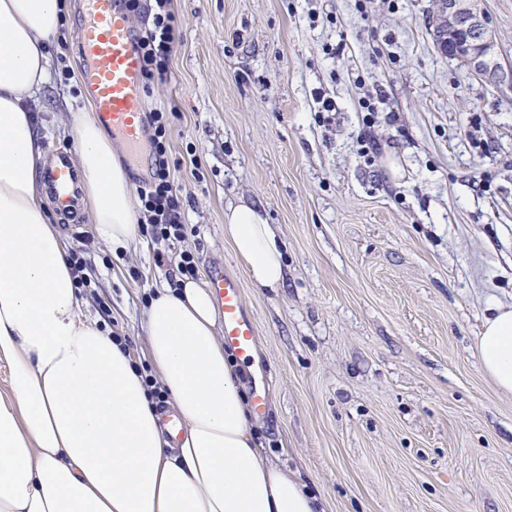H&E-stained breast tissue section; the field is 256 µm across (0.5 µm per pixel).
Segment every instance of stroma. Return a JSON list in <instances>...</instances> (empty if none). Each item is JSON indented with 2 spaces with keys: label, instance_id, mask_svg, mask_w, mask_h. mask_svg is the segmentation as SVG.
Masks as SVG:
<instances>
[{
  "label": "stroma",
  "instance_id": "35a3bbf8",
  "mask_svg": "<svg viewBox=\"0 0 512 512\" xmlns=\"http://www.w3.org/2000/svg\"><path fill=\"white\" fill-rule=\"evenodd\" d=\"M62 3L38 118L43 149L72 154L71 115L90 104L79 0ZM482 6L512 64V0ZM431 9L172 0L167 78L143 96V110L178 114L166 147L191 229L180 247L198 280L214 264L235 274L256 322L242 384L267 366L265 453L326 512H512V395L477 350L490 303H512V95L435 48ZM367 141L381 157L363 156ZM242 202L283 248L282 288L254 287L224 238ZM49 218L94 279L85 312L142 351L145 300L176 286L175 266L148 235L116 255L86 215Z\"/></svg>",
  "mask_w": 512,
  "mask_h": 512
}]
</instances>
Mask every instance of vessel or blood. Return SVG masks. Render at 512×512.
<instances>
[{
    "label": "vessel or blood",
    "mask_w": 512,
    "mask_h": 512,
    "mask_svg": "<svg viewBox=\"0 0 512 512\" xmlns=\"http://www.w3.org/2000/svg\"><path fill=\"white\" fill-rule=\"evenodd\" d=\"M81 84L93 104V116L108 127L128 153L143 138L139 121L142 59L134 47V31L117 0H81L78 29ZM41 181L57 211L76 217L80 208L78 174L71 158L51 152ZM208 284L224 315V344L240 357L252 358L256 325L246 312L239 278L213 266Z\"/></svg>",
    "instance_id": "obj_1"
}]
</instances>
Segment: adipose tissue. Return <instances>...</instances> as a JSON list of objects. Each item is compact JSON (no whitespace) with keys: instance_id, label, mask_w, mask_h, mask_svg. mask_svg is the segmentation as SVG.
I'll return each mask as SVG.
<instances>
[{"instance_id":"obj_1","label":"adipose tissue","mask_w":512,"mask_h":512,"mask_svg":"<svg viewBox=\"0 0 512 512\" xmlns=\"http://www.w3.org/2000/svg\"><path fill=\"white\" fill-rule=\"evenodd\" d=\"M61 20L59 0H0V512H320L298 472L266 459L204 283L158 288L146 309L145 357L171 430L132 351L82 309L42 202L34 112ZM72 128L85 213L103 243L129 250V178L92 115L74 114ZM224 236L255 287L282 286L283 252L256 209L228 207ZM490 309L480 364L512 394V303Z\"/></svg>"}]
</instances>
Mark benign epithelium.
Segmentation results:
<instances>
[{"label": "benign epithelium", "mask_w": 512, "mask_h": 512, "mask_svg": "<svg viewBox=\"0 0 512 512\" xmlns=\"http://www.w3.org/2000/svg\"><path fill=\"white\" fill-rule=\"evenodd\" d=\"M482 0H434L430 32L436 49L481 80L512 93V66L501 63Z\"/></svg>", "instance_id": "benign-epithelium-1"}]
</instances>
